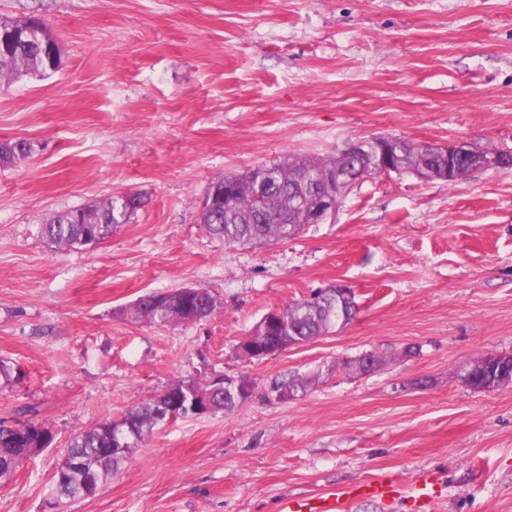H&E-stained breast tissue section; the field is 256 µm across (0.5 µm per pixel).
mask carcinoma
Instances as JSON below:
<instances>
[{
    "label": "carcinoma",
    "mask_w": 512,
    "mask_h": 512,
    "mask_svg": "<svg viewBox=\"0 0 512 512\" xmlns=\"http://www.w3.org/2000/svg\"><path fill=\"white\" fill-rule=\"evenodd\" d=\"M36 30L31 33L11 30V23L0 24V85L36 75L54 65V57L43 42L39 32H47L41 20H31ZM375 150L374 138L363 140L361 158L349 160L341 153L317 157L305 153L290 152L282 160L263 166L262 182L267 189L257 192L255 170L229 174L212 180L207 191L214 198L213 205L201 210L198 223L206 233L224 242L234 244H266L273 241L290 240L308 226L311 206L310 189L326 183L337 169H350L359 177L370 175L369 161ZM394 151L404 174L434 180L442 176L448 167L444 157L422 151L412 140L396 138ZM143 206L133 205L123 195L112 196L103 201L80 208L56 212L43 224V233L50 244L58 248H74L77 240L86 233L92 234L96 242L112 235L120 224L127 223L131 216ZM154 294H146L120 310L124 318L139 323L164 327L186 324L207 317L206 310L216 308L217 299L204 290L205 308L194 314L179 303L159 305L151 301ZM336 287L328 288L311 301L305 299L287 305L281 310L284 327L277 333L278 345L286 350L294 342H309L319 336L332 333L349 324L358 309ZM478 383L475 388L488 390L509 375L512 356L503 362L484 363L478 357L471 363ZM311 380L292 377L273 385V391L288 389L296 393L309 387ZM177 394L183 401L202 390L212 388L210 378L188 377L176 381ZM158 394H153L138 406L128 409L120 416L129 427V444L135 448L148 441L160 425L158 420ZM213 413H227L236 407L230 395L217 389L212 395ZM116 420H108L92 427L78 428L72 432L65 446L64 456L76 457L86 466L60 483L51 486L50 495L57 499V507L66 502L82 498L80 484L87 472H97L96 484L117 472L124 461L120 455H112V429ZM50 429L39 421H19L15 424L0 422V482L7 483L20 465L33 455V449L50 447Z\"/></svg>",
    "instance_id": "1"
}]
</instances>
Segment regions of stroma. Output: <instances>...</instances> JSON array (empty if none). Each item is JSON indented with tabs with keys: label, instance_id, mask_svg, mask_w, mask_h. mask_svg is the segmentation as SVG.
Wrapping results in <instances>:
<instances>
[{
	"label": "stroma",
	"instance_id": "35a3bbf8",
	"mask_svg": "<svg viewBox=\"0 0 512 512\" xmlns=\"http://www.w3.org/2000/svg\"><path fill=\"white\" fill-rule=\"evenodd\" d=\"M41 18L62 63L0 87V420L36 419L54 441L0 485V512H50L75 429L162 386L247 376L251 398L180 419L62 512H282L371 478L436 479L347 512H512V385L462 377L512 356V169L455 184L358 180L332 221L263 246L197 222L214 178L290 152L330 156L391 134L512 153V0H0V20ZM142 207L93 248L51 246L54 212L115 194ZM345 285L343 328L254 361L234 355L270 310ZM204 288V321L151 326L118 308ZM415 354H407V347ZM372 352L379 369L346 370ZM319 380L294 399L272 386Z\"/></svg>",
	"mask_w": 512,
	"mask_h": 512
}]
</instances>
